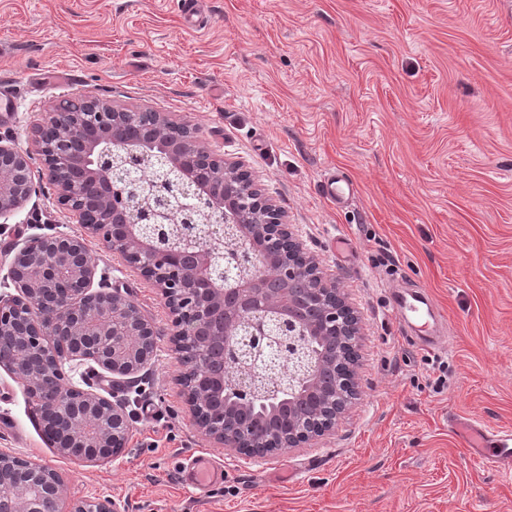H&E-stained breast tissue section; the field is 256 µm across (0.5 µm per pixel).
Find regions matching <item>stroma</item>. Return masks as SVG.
I'll return each instance as SVG.
<instances>
[{
	"mask_svg": "<svg viewBox=\"0 0 512 512\" xmlns=\"http://www.w3.org/2000/svg\"><path fill=\"white\" fill-rule=\"evenodd\" d=\"M200 13L195 27L182 0H0V86L17 104L0 136L27 148L44 112L87 94L197 126L245 163L356 311L358 396L301 447L225 449L192 422L160 290L90 236L109 288L159 333L124 393L127 447L63 456L0 368V450L118 512H512V474L450 428L512 429V0H200ZM330 172L354 187L343 203L319 191ZM55 232L83 228L46 193L0 218V293L22 243ZM397 288L427 294L443 349L404 339ZM203 452L224 477L200 491L183 469Z\"/></svg>",
	"mask_w": 512,
	"mask_h": 512,
	"instance_id": "stroma-1",
	"label": "stroma"
}]
</instances>
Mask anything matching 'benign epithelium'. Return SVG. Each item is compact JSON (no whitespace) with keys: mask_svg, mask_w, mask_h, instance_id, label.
I'll use <instances>...</instances> for the list:
<instances>
[{"mask_svg":"<svg viewBox=\"0 0 512 512\" xmlns=\"http://www.w3.org/2000/svg\"><path fill=\"white\" fill-rule=\"evenodd\" d=\"M145 140H124L131 113L97 97L62 100L34 123L30 147L0 138V217L37 193L33 160L52 188L56 208L76 216L128 265L160 289L172 315L173 336L193 335L200 324L229 337L224 353L235 374L219 378L229 389L222 422L198 426L206 436L243 453L234 422L240 404L271 409L280 393L315 391L323 358L302 363L303 339L334 330L340 315L358 335V318L336 282L286 224L283 212L257 192L246 219L228 214L244 197L228 162L200 143L197 128L169 114L149 112ZM234 241V266L210 243L214 234ZM307 280L327 302L321 316L298 325L294 305L266 287ZM16 293L0 294V367L21 379L43 411L44 429L61 454L117 459L127 447L129 414L119 400L65 383L63 350L90 360L127 383L156 352L157 332L128 294L104 288L82 237L64 232L29 237L9 266ZM346 405L333 410L319 433H288L297 448L331 431ZM0 512H116L110 499L70 500L63 480L37 462L0 453Z\"/></svg>","mask_w":512,"mask_h":512,"instance_id":"obj_1","label":"benign epithelium"}]
</instances>
